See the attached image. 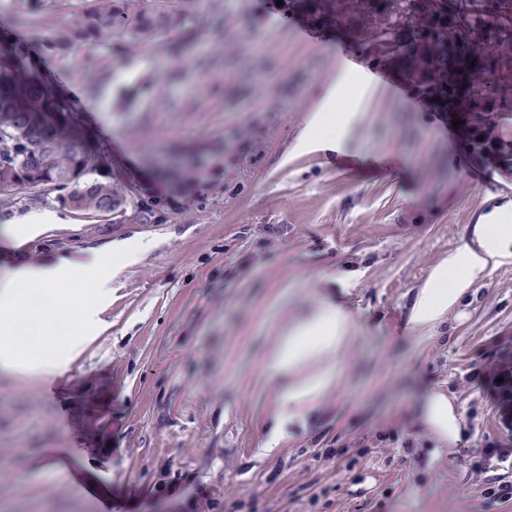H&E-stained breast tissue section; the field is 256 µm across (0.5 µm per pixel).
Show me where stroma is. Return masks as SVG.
Masks as SVG:
<instances>
[{
	"label": "stroma",
	"mask_w": 512,
	"mask_h": 512,
	"mask_svg": "<svg viewBox=\"0 0 512 512\" xmlns=\"http://www.w3.org/2000/svg\"><path fill=\"white\" fill-rule=\"evenodd\" d=\"M94 0H0V33L36 46L44 77L79 111L134 210L90 219L53 195L0 193V282L16 252L122 245L87 288L81 352L50 376L0 370V512H512V420L494 384L512 353V263L491 264L447 318L412 329L421 288L512 210V167L476 161L447 113L360 82L359 38L286 27L275 0H139L188 15L187 39L61 57L43 38ZM325 114L343 126L300 140ZM394 161L392 178L337 169L336 154ZM355 338L339 382L289 413L272 361L284 328L325 300ZM460 414L448 445L420 420L427 394Z\"/></svg>",
	"instance_id": "1"
}]
</instances>
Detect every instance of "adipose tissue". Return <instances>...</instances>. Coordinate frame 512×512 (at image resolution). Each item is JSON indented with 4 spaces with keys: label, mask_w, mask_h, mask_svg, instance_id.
I'll use <instances>...</instances> for the list:
<instances>
[{
    "label": "adipose tissue",
    "mask_w": 512,
    "mask_h": 512,
    "mask_svg": "<svg viewBox=\"0 0 512 512\" xmlns=\"http://www.w3.org/2000/svg\"><path fill=\"white\" fill-rule=\"evenodd\" d=\"M510 236L512 225L498 218L476 225L474 246L465 247L456 259L440 266L421 289L411 323L420 327L439 322L488 261L512 260V252L501 245ZM93 273L91 263H80L66 255L41 264L21 262L10 270L8 279L0 284V368L19 369L17 344L50 346L54 342L53 330L59 323L76 326L82 320L83 310L76 306L31 310L27 302L29 292L53 295L68 289L79 294ZM354 333L351 313L330 302L322 303L308 319L287 328L273 357L288 372L283 402L298 408L330 391L338 381L333 361ZM422 421L448 443H455L459 436V417L442 394L427 397Z\"/></svg>",
    "instance_id": "1"
}]
</instances>
